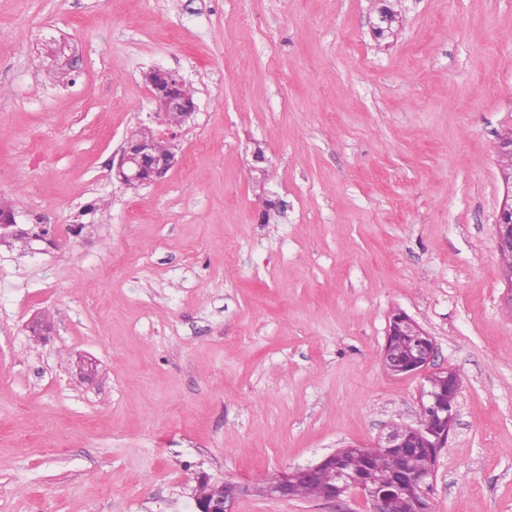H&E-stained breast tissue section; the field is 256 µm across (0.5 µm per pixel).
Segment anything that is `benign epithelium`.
I'll use <instances>...</instances> for the list:
<instances>
[{"mask_svg": "<svg viewBox=\"0 0 512 512\" xmlns=\"http://www.w3.org/2000/svg\"><path fill=\"white\" fill-rule=\"evenodd\" d=\"M152 96L157 101L158 113L177 112L181 121H186L195 110L192 99L187 97L183 89L184 79L175 71L153 69L145 74ZM156 138H145L139 130L128 134L122 146L119 162L114 170L115 178L123 184L134 182L148 183L165 175L176 164V155L170 150L164 155L156 152ZM37 231L32 233L20 227L16 213L6 210L0 214V238L5 235L46 238L49 230L43 225H36ZM496 245L499 252H512V197H508L500 207L496 220ZM410 324L415 329V339L409 344V358L402 359L392 353L389 346H384L382 365L384 370L393 377L402 378L427 372L435 355V343L432 336L423 330L415 321L403 312H395L389 319L387 336L398 335L399 327ZM447 381L448 398L456 403L462 386L459 374L449 368L433 372ZM420 414L429 418L427 425H394L380 438L377 447L393 453H403L409 448L423 446L437 455L440 449L448 444V438L456 421L455 408H446L433 388H422L420 395ZM322 472L327 473L332 484L325 499L339 500L347 494H358L368 504L369 512H392L394 497L402 492L413 491L422 506L418 512H430L429 491L435 478L434 469L410 474L402 469L390 476L389 480L380 485L366 483L347 474L338 462V453L331 452L313 465L298 467L286 472L275 480L268 482L263 495L270 500H283L292 497L293 483L312 482ZM222 491L216 495L196 494L197 512H233L235 502L251 493L249 484L236 482L220 483Z\"/></svg>", "mask_w": 512, "mask_h": 512, "instance_id": "7a95c632", "label": "benign epithelium"}]
</instances>
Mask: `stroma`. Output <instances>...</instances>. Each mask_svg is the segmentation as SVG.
<instances>
[{
    "mask_svg": "<svg viewBox=\"0 0 512 512\" xmlns=\"http://www.w3.org/2000/svg\"><path fill=\"white\" fill-rule=\"evenodd\" d=\"M152 68L196 110L131 188ZM511 129L512 0H0V205L54 239L0 241V512H195L200 477L375 446L426 382L383 369L396 310L462 379L432 512H512ZM139 129L131 131L124 140L119 162L114 170L115 178L123 184L131 185L134 182L148 183L155 178L165 175L176 164V155L165 142L155 135L145 138L140 135ZM510 197V198H509ZM496 245L499 253L512 252V197L507 195L496 220Z\"/></svg>",
    "mask_w": 512,
    "mask_h": 512,
    "instance_id": "35a3bbf8",
    "label": "stroma"
}]
</instances>
